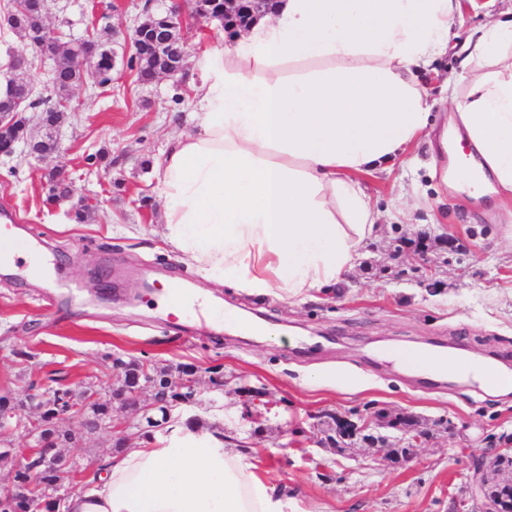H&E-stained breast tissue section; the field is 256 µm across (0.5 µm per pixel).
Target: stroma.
<instances>
[{
  "label": "stroma",
  "mask_w": 512,
  "mask_h": 512,
  "mask_svg": "<svg viewBox=\"0 0 512 512\" xmlns=\"http://www.w3.org/2000/svg\"><path fill=\"white\" fill-rule=\"evenodd\" d=\"M9 3L0 0V72L12 57L29 56L36 94H50L52 63L34 57L4 25ZM144 4H47L46 23L64 42L85 37L92 15L102 16L115 31L118 58L110 91L85 69L54 131L57 153L0 157V211L13 214L21 241H40L48 257L40 279L0 266V396L54 379L78 392L90 385L111 390L120 383L116 355L175 378L181 367L194 366L199 395L185 416L251 441L257 478L287 494L300 512H447L453 498L468 497L474 463L495 457L491 441L512 435V390L496 393L463 379L448 386L441 375L394 356L450 342L459 344L460 356L500 368L512 360V230L497 196L475 198L445 183L432 138L424 135L391 173L360 175L381 212L380 231L336 288L288 303L209 283L162 239L153 170L195 124L196 63L223 48V29L186 14L182 75L142 85L126 64L132 50L124 34ZM511 8L512 0H465L450 27L464 37ZM458 51L450 45L422 77L441 115L466 89ZM52 171L88 199L86 222L73 218L69 204H47ZM170 281L239 314L259 312L285 340L164 313L162 290ZM214 369L232 380L224 393L209 389ZM243 383L261 398L242 397L236 387ZM248 410L261 413L260 423L245 418ZM377 411L411 414L429 431L405 467L387 456L392 438L382 448L360 440L341 452L319 446L324 413ZM117 439L106 428L62 447L79 469L78 490L92 487Z\"/></svg>",
  "instance_id": "35a3bbf8"
}]
</instances>
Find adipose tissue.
<instances>
[{
  "mask_svg": "<svg viewBox=\"0 0 512 512\" xmlns=\"http://www.w3.org/2000/svg\"><path fill=\"white\" fill-rule=\"evenodd\" d=\"M459 0H279L199 63L198 122L156 167L162 237L207 281L299 300L336 287L378 229L357 176L388 173L424 132L512 192V17L468 36L467 95L436 131L417 79L448 48ZM294 61L315 69L291 73ZM224 435L177 426L126 449L68 512H295Z\"/></svg>",
  "mask_w": 512,
  "mask_h": 512,
  "instance_id": "adipose-tissue-1",
  "label": "adipose tissue"
}]
</instances>
